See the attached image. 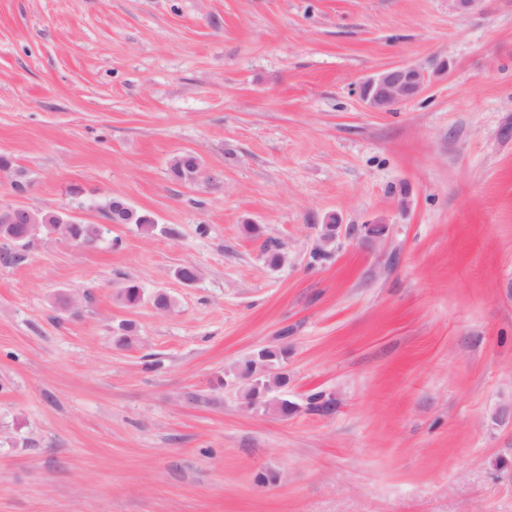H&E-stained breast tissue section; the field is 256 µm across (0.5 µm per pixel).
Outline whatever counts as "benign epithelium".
Listing matches in <instances>:
<instances>
[{"mask_svg": "<svg viewBox=\"0 0 512 512\" xmlns=\"http://www.w3.org/2000/svg\"><path fill=\"white\" fill-rule=\"evenodd\" d=\"M424 71L412 64L393 65L384 68L356 87L366 107L375 112H388L395 105L418 98L425 87ZM388 232L385 224L362 226V240L375 244ZM248 367L224 384L238 389L243 406L253 412H261L271 405L284 402L276 391L288 385V372L267 365V349L262 347L249 355Z\"/></svg>", "mask_w": 512, "mask_h": 512, "instance_id": "1", "label": "benign epithelium"}]
</instances>
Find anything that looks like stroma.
Segmentation results:
<instances>
[{
  "label": "stroma",
  "instance_id": "35a3bbf8",
  "mask_svg": "<svg viewBox=\"0 0 512 512\" xmlns=\"http://www.w3.org/2000/svg\"><path fill=\"white\" fill-rule=\"evenodd\" d=\"M0 155V205L159 225L0 266V512H512V0H0ZM272 344L285 418L224 384ZM426 75L416 65L400 64L379 70L356 87L366 107L375 112L390 111L395 105L418 98ZM169 170L175 180L194 183L199 180L202 165L194 153L185 152L172 158Z\"/></svg>",
  "mask_w": 512,
  "mask_h": 512
}]
</instances>
